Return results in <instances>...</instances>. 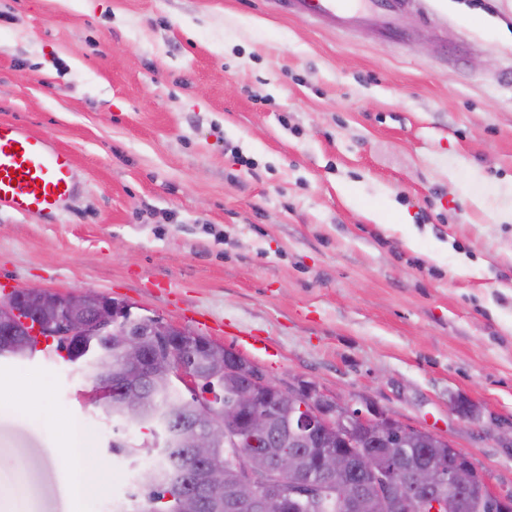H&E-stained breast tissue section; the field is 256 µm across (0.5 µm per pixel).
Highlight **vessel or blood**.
<instances>
[{
    "instance_id": "b4317fda",
    "label": "vessel or blood",
    "mask_w": 512,
    "mask_h": 512,
    "mask_svg": "<svg viewBox=\"0 0 512 512\" xmlns=\"http://www.w3.org/2000/svg\"><path fill=\"white\" fill-rule=\"evenodd\" d=\"M276 8L344 32L359 29L402 44L407 40L399 24L414 0H273ZM71 154L48 136L0 122V210L23 216L58 215L74 195Z\"/></svg>"
}]
</instances>
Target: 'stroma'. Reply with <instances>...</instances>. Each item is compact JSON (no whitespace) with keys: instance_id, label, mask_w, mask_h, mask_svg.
I'll return each instance as SVG.
<instances>
[{"instance_id":"1","label":"stroma","mask_w":512,"mask_h":512,"mask_svg":"<svg viewBox=\"0 0 512 512\" xmlns=\"http://www.w3.org/2000/svg\"><path fill=\"white\" fill-rule=\"evenodd\" d=\"M407 45L266 0H0V121L71 153L0 211V283L91 289L450 440L512 488V0H425ZM404 223H396V216ZM0 512H97L133 463L81 366L0 358ZM476 409L462 421L459 402ZM103 461L84 494L59 440Z\"/></svg>"}]
</instances>
